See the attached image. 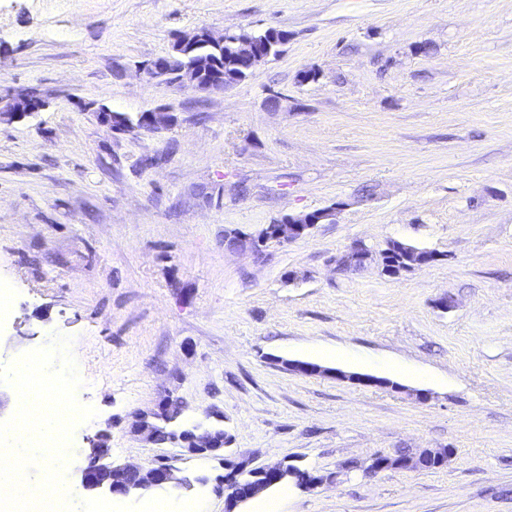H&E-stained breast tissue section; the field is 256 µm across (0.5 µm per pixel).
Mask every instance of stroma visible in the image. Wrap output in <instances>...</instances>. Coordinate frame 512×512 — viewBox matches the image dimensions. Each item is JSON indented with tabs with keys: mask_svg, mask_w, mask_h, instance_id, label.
<instances>
[{
	"mask_svg": "<svg viewBox=\"0 0 512 512\" xmlns=\"http://www.w3.org/2000/svg\"><path fill=\"white\" fill-rule=\"evenodd\" d=\"M204 26L290 40L220 92L142 72ZM31 86L45 109L0 124V367L70 338L96 411L78 446L171 464L192 486L154 497L208 512L226 460L287 458L330 481L282 490L283 512H512V0H0V91ZM160 105V132L96 114ZM329 208L268 257L224 249L225 230ZM360 240L437 259L337 269ZM169 398L224 428V456L131 432ZM401 448L454 454L363 474Z\"/></svg>",
	"mask_w": 512,
	"mask_h": 512,
	"instance_id": "obj_1",
	"label": "stroma"
}]
</instances>
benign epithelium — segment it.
Masks as SVG:
<instances>
[{
    "instance_id": "1",
    "label": "benign epithelium",
    "mask_w": 512,
    "mask_h": 512,
    "mask_svg": "<svg viewBox=\"0 0 512 512\" xmlns=\"http://www.w3.org/2000/svg\"><path fill=\"white\" fill-rule=\"evenodd\" d=\"M228 33H214L208 27L197 29L191 34L181 35L176 38L173 50L176 56L150 60L143 65V70L152 78H163L172 81L178 62H183L180 70L182 78L179 83L192 87L197 86V81L192 77L193 55L204 47L217 51L224 47ZM41 110L34 106L29 97V89H9L5 94H0V124L13 123ZM101 123L113 130L127 127V114L114 112L106 107L97 110ZM141 122L146 130L157 132L168 129L174 125L176 118L169 109L158 107L140 113ZM335 210L327 209L308 213L288 214L271 224H267L254 233L236 231L237 236L245 246L237 249L239 253H250L256 249L265 248L272 244H285L305 238L310 235L315 225L331 218ZM374 259V252L363 242H355L348 251L337 259L338 265L354 266ZM290 371L306 376L324 375L327 369L322 366L300 361L286 363ZM334 376L342 381L368 383L374 385H387L386 379L375 378L369 375L347 374L337 371ZM90 454L89 465L83 470L81 487L88 493L107 492L112 496L121 498L139 497L144 491L151 488L182 487L186 480L177 477L175 469L169 465L143 466L138 464L115 465L109 461L108 450L99 445L95 440H89ZM224 448L223 440L209 431H199L192 437L188 452L203 455ZM453 452L447 448L424 449L419 453H412L407 458L392 462L377 453L371 457V463L365 469V474L374 476L387 468L399 470H422L429 462L435 461L440 465L448 463ZM231 482V500L237 503H245L260 493L270 490L280 484H293L301 490H313L323 483V477L306 469L283 460L274 466L248 468L242 462H230L227 464Z\"/></svg>"
}]
</instances>
